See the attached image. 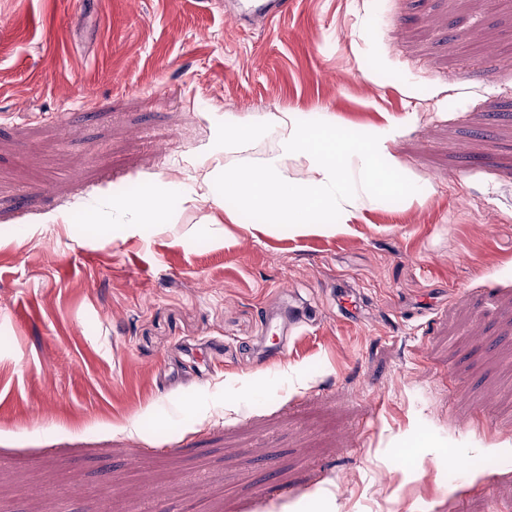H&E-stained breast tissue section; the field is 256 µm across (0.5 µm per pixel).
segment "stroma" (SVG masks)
<instances>
[{"label": "stroma", "mask_w": 512, "mask_h": 512, "mask_svg": "<svg viewBox=\"0 0 512 512\" xmlns=\"http://www.w3.org/2000/svg\"><path fill=\"white\" fill-rule=\"evenodd\" d=\"M224 3L0 0V512H512V0ZM283 111L392 199L203 203ZM290 3V0H239L231 18L235 23L260 20L267 24L273 18L288 13Z\"/></svg>", "instance_id": "1"}]
</instances>
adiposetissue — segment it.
I'll return each mask as SVG.
<instances>
[{"label":"adipose tissue","mask_w":512,"mask_h":512,"mask_svg":"<svg viewBox=\"0 0 512 512\" xmlns=\"http://www.w3.org/2000/svg\"><path fill=\"white\" fill-rule=\"evenodd\" d=\"M252 125L239 127L236 137L224 142V193L246 201L268 224L285 223L288 215L308 214L313 219L364 203H375L389 192L378 176V162L388 156L386 136L359 143L352 136L333 132V143L317 146L313 130L298 123L293 113L275 115L274 150L260 164L247 165L240 154L254 137ZM302 167L305 178L289 180V167Z\"/></svg>","instance_id":"1"}]
</instances>
